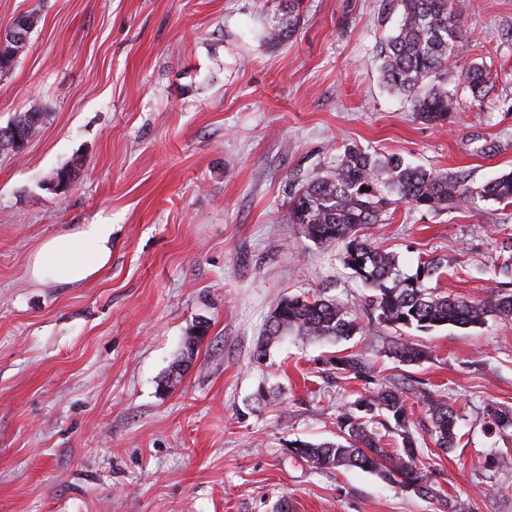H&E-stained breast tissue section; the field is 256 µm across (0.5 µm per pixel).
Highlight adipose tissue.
Segmentation results:
<instances>
[{
  "mask_svg": "<svg viewBox=\"0 0 512 512\" xmlns=\"http://www.w3.org/2000/svg\"><path fill=\"white\" fill-rule=\"evenodd\" d=\"M112 259V227L80 224L45 239L28 267L31 281L79 285L96 277Z\"/></svg>",
  "mask_w": 512,
  "mask_h": 512,
  "instance_id": "1",
  "label": "adipose tissue"
}]
</instances>
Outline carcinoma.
<instances>
[{"mask_svg": "<svg viewBox=\"0 0 512 512\" xmlns=\"http://www.w3.org/2000/svg\"><path fill=\"white\" fill-rule=\"evenodd\" d=\"M286 18L268 31L267 39L279 42L296 32L301 0H285ZM401 19L382 47L381 75L385 86L406 98L415 119L445 127L459 109L457 92L448 88V60L462 38L464 0H391ZM462 84L471 103L481 105L488 94V71L479 65L461 69ZM46 113L20 112L0 132L11 127L26 138L35 137ZM493 201L512 206V171L480 187H472L461 172H438L406 163L397 154L373 156L358 145L345 147L336 163L315 174L288 202L287 220L298 224L304 236L321 245L342 246L341 260L353 277L369 287L368 306L375 324L399 331L468 329L484 325L487 317L512 319V289L501 288L488 300H469L439 293L429 286L453 261L422 260L412 274L400 271L397 255L374 245L363 233L371 224L383 223L387 208L407 204L413 208L446 211ZM357 308L333 297L297 295L282 300L271 312L257 358L281 337L302 336L333 343L366 333ZM195 353L188 346L167 376L171 388L180 381ZM385 355L405 366L430 359L424 345L399 336ZM336 371L364 381V393L336 410V440L294 441L291 454L320 470L360 469L384 482L422 497L442 502V512H462L454 499L441 497L434 470L421 459L424 436L443 452L455 448L457 412L453 405L416 385L390 387L377 382L358 353L329 359ZM425 406L429 423L415 419L410 397ZM489 429H512V409L491 405ZM395 438L389 450L386 439Z\"/></svg>", "mask_w": 512, "mask_h": 512, "instance_id": "obj_1", "label": "carcinoma"}]
</instances>
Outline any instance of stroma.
Instances as JSON below:
<instances>
[{"label": "stroma", "mask_w": 512, "mask_h": 512, "mask_svg": "<svg viewBox=\"0 0 512 512\" xmlns=\"http://www.w3.org/2000/svg\"><path fill=\"white\" fill-rule=\"evenodd\" d=\"M30 11L41 21L0 73V126L46 114L21 154L0 151V512H277L285 498L292 512H440L376 475L289 453L335 438L337 407L363 390L332 369L339 350L452 404L461 440L427 465L466 512H512V430L487 431L488 406L512 408V320L415 333L431 351L416 367L384 355L391 333L375 325L335 345L288 337L255 358L283 297L359 307L369 294L339 247L286 219L292 193L345 144L477 185L512 170V0H473L448 84L471 63L494 83L482 110L444 128L381 82L399 20L389 0H302L279 43L263 32L280 0H0V33ZM73 163L69 189H47ZM94 223L114 226L101 275L29 280L44 239ZM368 234L408 273L422 257L457 258L439 290L486 299L512 209L401 204ZM493 450L505 459L488 472Z\"/></svg>", "instance_id": "35a3bbf8"}]
</instances>
